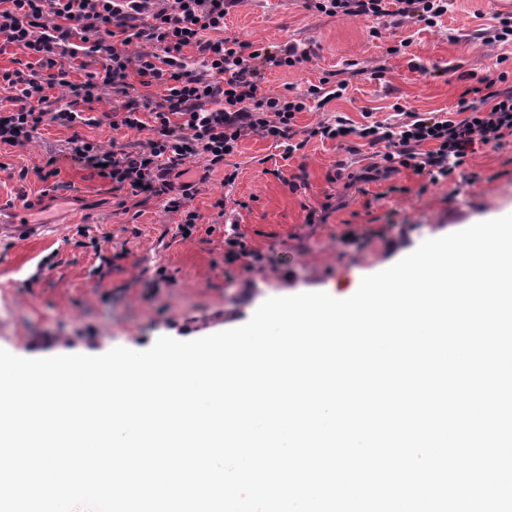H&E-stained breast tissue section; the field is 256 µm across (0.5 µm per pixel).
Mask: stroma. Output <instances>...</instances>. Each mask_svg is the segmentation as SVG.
Masks as SVG:
<instances>
[{
  "label": "stroma",
  "instance_id": "stroma-1",
  "mask_svg": "<svg viewBox=\"0 0 512 512\" xmlns=\"http://www.w3.org/2000/svg\"><path fill=\"white\" fill-rule=\"evenodd\" d=\"M455 0L435 27L411 23L368 34L357 18L315 16L304 0H240L227 17V32L241 39L279 45L289 40L312 50L304 66L270 71L268 92L300 90L355 63L343 98L300 113L298 128L334 121L363 124L389 119L392 103L412 112L454 107L468 82L464 75L495 69L498 44L477 38L496 15H512V4ZM411 39L408 54L392 53ZM98 125L73 129L49 125L25 146L0 147V202L26 198L50 215L45 234L0 236V349L25 358L66 351L98 355L122 346L142 351L157 338L188 341L241 326L267 299L280 294L344 290L354 278L394 262L426 236L436 238L465 225L512 214V139L498 150L468 159L477 178L436 184L412 169L373 173L376 151L334 141L311 140L292 157L256 135L245 137L224 170L200 177L194 207L206 217L182 236L177 216L157 202L126 212L109 183L66 164L60 181L74 191L43 195L36 170L46 156L67 148L73 137L101 144L137 140L134 131L112 130L104 120L111 100L94 103ZM236 172L225 184V172ZM226 223H215L216 201ZM315 222H308V212ZM89 233L96 246L82 244ZM351 243L340 244L346 233ZM241 235L264 257L251 268L224 263V237Z\"/></svg>",
  "mask_w": 512,
  "mask_h": 512
}]
</instances>
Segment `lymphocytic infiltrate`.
<instances>
[{"mask_svg":"<svg viewBox=\"0 0 512 512\" xmlns=\"http://www.w3.org/2000/svg\"><path fill=\"white\" fill-rule=\"evenodd\" d=\"M240 0H0V53L18 50L12 69L0 70V145L22 146L40 128L99 124L93 102L112 101L113 130L139 132L136 141L110 146L73 138L65 154H49L38 174L50 191L62 162L95 170L123 199L157 201L179 215L181 235L203 216L186 176L194 163L223 168L250 135L285 148L286 155L314 139H350L380 147L385 170H421L430 181L475 175L467 159L512 138V60L500 54L491 77L470 72L468 96L446 112H409L394 104V118L354 125L344 117L297 129L298 114L341 98L348 79L322 78L293 94L264 92L271 69L309 62L311 50L289 41L267 46L227 34L225 20ZM453 0H306L309 11L368 21L393 18L427 27L447 15ZM82 71L81 80L71 78Z\"/></svg>","mask_w":512,"mask_h":512,"instance_id":"lymphocytic-infiltrate-1","label":"lymphocytic infiltrate"}]
</instances>
